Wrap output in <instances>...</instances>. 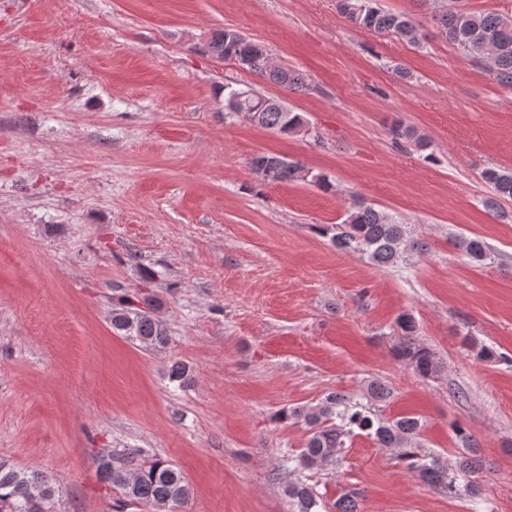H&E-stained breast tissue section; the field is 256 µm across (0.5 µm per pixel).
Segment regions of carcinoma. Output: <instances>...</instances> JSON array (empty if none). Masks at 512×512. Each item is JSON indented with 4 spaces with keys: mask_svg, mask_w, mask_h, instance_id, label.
Wrapping results in <instances>:
<instances>
[{
    "mask_svg": "<svg viewBox=\"0 0 512 512\" xmlns=\"http://www.w3.org/2000/svg\"><path fill=\"white\" fill-rule=\"evenodd\" d=\"M424 6H433L432 19L438 30L450 44L465 56L482 61L496 80L512 86V15L506 13H470L452 6V0H420ZM337 9L354 27L392 35L419 47L427 35L420 25L403 13H393L380 8L377 0H337ZM207 53L225 59L227 54L240 56L247 63V70L290 91L306 89L302 73L286 65L271 61L266 45L252 40L233 29H215L207 45ZM224 116L243 117L261 128L273 129L288 135L305 132L308 121L292 108L278 104L275 98L266 97L251 88L224 87ZM395 138H405L425 149L428 142L408 127L392 128ZM253 169L267 173L274 171L272 180L278 182H310L326 187L324 176L314 174L303 164L287 160L276 154L257 155L250 160ZM483 178L489 185L492 197L483 199L487 208H495L499 200L512 199V171L491 168ZM321 233L331 234L336 248L367 256L371 261L385 266L403 262L406 254L419 249L418 243L408 235L407 225L388 212L363 202L357 203L340 224L321 228ZM468 258L482 264L488 259L483 241L477 238L459 242ZM142 308H122L112 312V329L129 336L147 347L167 343L168 333L154 311L161 307L157 297L143 299ZM402 338L394 348L395 357L423 378H430L441 371L435 353L414 340L416 325L408 314L396 319ZM391 389L379 382L368 384L362 398L353 400L339 393L328 394L312 407H299L280 414L281 420L304 422L310 436L306 447L297 459H288L290 466L280 465L279 470L296 472L291 462H298L303 469L330 467L338 469L343 461L347 441L365 434L380 448L395 450L397 458L406 468L416 473L438 492L454 497L465 493L472 499H480L482 493L480 474L483 470L481 457L472 436L458 425L455 434L465 451L448 465L434 456L420 454L416 441L423 423L416 416L385 419L380 408L391 398ZM100 481L118 491L121 503L136 506L146 512L149 508L171 503L178 505L189 495L181 472L160 459L148 460L142 452L134 450L112 455L110 460H100ZM37 486L45 497H53L56 489L52 478L37 470H16L0 463V512H37L29 503V488ZM286 493L296 512H318V496L311 485L302 481H289ZM361 493L352 488L335 503L336 512H358Z\"/></svg>",
    "mask_w": 512,
    "mask_h": 512,
    "instance_id": "cac0c4a2",
    "label": "carcinoma"
}]
</instances>
